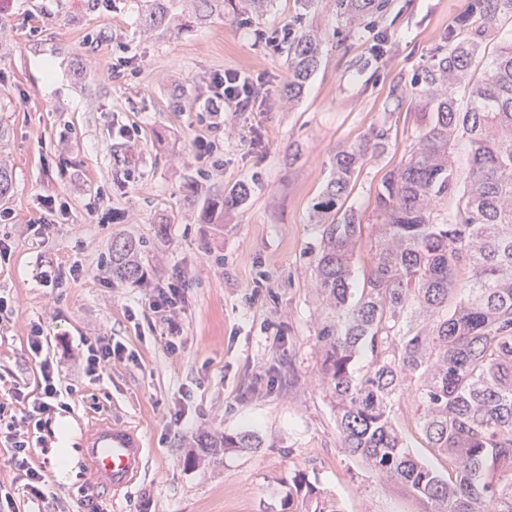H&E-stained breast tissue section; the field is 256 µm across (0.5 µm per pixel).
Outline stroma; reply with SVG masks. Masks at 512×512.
Returning a JSON list of instances; mask_svg holds the SVG:
<instances>
[{
	"mask_svg": "<svg viewBox=\"0 0 512 512\" xmlns=\"http://www.w3.org/2000/svg\"><path fill=\"white\" fill-rule=\"evenodd\" d=\"M164 4L190 25L167 34L140 24ZM467 0H390L373 17L388 40L369 62L371 39L346 27L336 0H273L263 16L196 13L193 0H0V167L12 185L0 196V403L40 393V362L58 365L76 392L53 414L30 462L43 475L33 497L0 433V495L18 512H75L85 494L106 512H303L288 484L306 474L343 512H424L393 484L348 459L336 413L318 383L312 255L318 232L309 210L329 159L370 129H389L383 154L362 166L348 199L375 223L376 190L418 132L412 80ZM317 30L323 57L302 93L288 95L285 54L265 52L260 35L293 25ZM263 75L271 92L253 112L212 114L214 75ZM215 141L219 163L202 157ZM248 195L203 222L217 195ZM54 199L47 211L45 199ZM48 217V234L37 232ZM165 225L157 236L156 225ZM143 239L145 279L113 283L112 239ZM53 283H42L40 271ZM183 284L170 350L157 288ZM46 342L28 344L32 327ZM106 336L127 361L99 377L83 374V341ZM109 416L136 427L147 451L132 490L99 491L82 466L84 425ZM249 430L250 449L201 460L198 438Z\"/></svg>",
	"mask_w": 512,
	"mask_h": 512,
	"instance_id": "35a3bbf8",
	"label": "stroma"
}]
</instances>
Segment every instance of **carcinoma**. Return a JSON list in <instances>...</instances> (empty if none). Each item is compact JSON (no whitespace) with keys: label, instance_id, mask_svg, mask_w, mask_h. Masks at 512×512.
<instances>
[{"label":"carcinoma","instance_id":"1","mask_svg":"<svg viewBox=\"0 0 512 512\" xmlns=\"http://www.w3.org/2000/svg\"><path fill=\"white\" fill-rule=\"evenodd\" d=\"M224 2L247 16L271 0ZM388 2L336 7L346 26L370 33ZM171 22L168 12L141 17L151 31ZM286 54L288 92L297 95L320 64L321 37L303 24ZM412 89L422 104L418 134L382 179L371 233L345 203L366 156L389 139L383 125L332 156L311 207L320 236L312 258L322 304L318 381L333 401L342 451L424 512H512V0H468ZM245 196L242 185L212 208ZM366 237L371 260L359 267ZM144 253L140 239L112 238V280L139 283ZM414 431L446 471L417 455ZM252 446L248 431L198 440L207 450ZM296 496L305 512H342L303 474L288 486Z\"/></svg>","mask_w":512,"mask_h":512}]
</instances>
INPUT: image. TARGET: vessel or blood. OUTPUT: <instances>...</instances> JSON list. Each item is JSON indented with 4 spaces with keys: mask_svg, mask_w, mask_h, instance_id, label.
<instances>
[{
    "mask_svg": "<svg viewBox=\"0 0 512 512\" xmlns=\"http://www.w3.org/2000/svg\"><path fill=\"white\" fill-rule=\"evenodd\" d=\"M82 455L95 484L116 495L128 492L143 470V442L136 429L108 417L87 425Z\"/></svg>",
    "mask_w": 512,
    "mask_h": 512,
    "instance_id": "b4317fda",
    "label": "vessel or blood"
}]
</instances>
